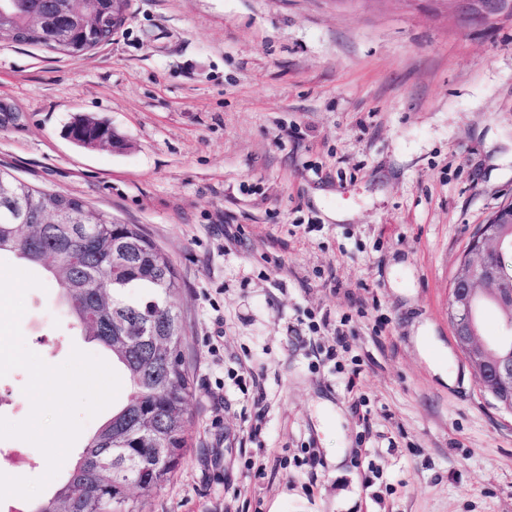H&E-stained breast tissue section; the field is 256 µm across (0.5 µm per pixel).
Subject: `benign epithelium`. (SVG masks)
Returning a JSON list of instances; mask_svg holds the SVG:
<instances>
[{
    "mask_svg": "<svg viewBox=\"0 0 512 512\" xmlns=\"http://www.w3.org/2000/svg\"><path fill=\"white\" fill-rule=\"evenodd\" d=\"M464 14L473 21L488 23L504 14L499 0H457ZM125 14L117 7L107 11L91 0L87 18L81 24L88 31L117 28ZM509 232L482 225L460 260L451 284L448 317L457 346L476 371L482 390L506 410L512 412V339L488 342L481 338L477 323L478 310L498 306L512 314V286L504 284L498 258L508 252Z\"/></svg>",
    "mask_w": 512,
    "mask_h": 512,
    "instance_id": "obj_1",
    "label": "benign epithelium"
}]
</instances>
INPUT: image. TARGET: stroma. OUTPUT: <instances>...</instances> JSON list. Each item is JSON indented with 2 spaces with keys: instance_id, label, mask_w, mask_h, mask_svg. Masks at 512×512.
<instances>
[{
  "instance_id": "stroma-1",
  "label": "stroma",
  "mask_w": 512,
  "mask_h": 512,
  "mask_svg": "<svg viewBox=\"0 0 512 512\" xmlns=\"http://www.w3.org/2000/svg\"><path fill=\"white\" fill-rule=\"evenodd\" d=\"M78 115L126 149L74 145ZM0 165L140 225L181 281L188 448L142 512H512V412L448 319L471 238L512 202V17L132 0L82 57L0 44ZM25 307L46 363L103 356L52 287ZM45 470L0 439V473Z\"/></svg>"
}]
</instances>
